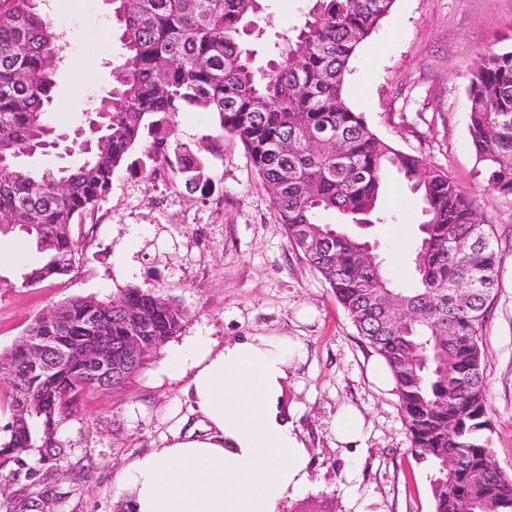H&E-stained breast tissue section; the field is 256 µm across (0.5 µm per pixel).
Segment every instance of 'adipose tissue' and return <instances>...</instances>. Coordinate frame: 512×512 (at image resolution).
<instances>
[{"label":"adipose tissue","mask_w":512,"mask_h":512,"mask_svg":"<svg viewBox=\"0 0 512 512\" xmlns=\"http://www.w3.org/2000/svg\"><path fill=\"white\" fill-rule=\"evenodd\" d=\"M287 351L268 337L224 344L194 336L171 348L165 374L186 380L204 435L172 434L119 476L124 512H279L310 477V456L278 409Z\"/></svg>","instance_id":"1"}]
</instances>
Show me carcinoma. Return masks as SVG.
<instances>
[{
  "label": "carcinoma",
  "instance_id": "carcinoma-1",
  "mask_svg": "<svg viewBox=\"0 0 512 512\" xmlns=\"http://www.w3.org/2000/svg\"><path fill=\"white\" fill-rule=\"evenodd\" d=\"M263 2L139 0L132 8L112 0L123 62L93 108L110 121L92 152L65 165L70 188L61 195L47 171L23 159L52 141L63 36L36 0H0V123L13 129L9 151L22 158L0 167V235L18 229L42 254L22 274V286L71 271L79 247L73 226L105 201L114 174L137 150L131 165L144 176L169 170L190 192L209 197L205 158L172 147L171 136L181 113H212L218 132L205 136L207 151L219 154L229 135L243 144L262 184L280 186L273 213L290 245L387 365L412 447L432 466L434 512H512V475L497 466L490 447L479 344L498 284L493 230L447 174L379 138L344 96L351 57L394 0H307L301 21L278 36L266 66L257 67L251 37L265 20ZM468 92L477 175L491 190L512 194V47L481 54ZM389 170L423 202L409 288L395 287L369 242L345 229L394 220L377 206ZM328 212L340 222H323ZM396 300L414 316L407 326L384 324ZM92 305L105 311L97 325L84 321ZM129 305L149 315L148 348L112 380L116 389L181 330L188 311L177 300L132 286L106 299L71 298L57 304L62 315L55 322L30 330L65 337V348L99 336L117 346L137 332L119 317ZM0 360L15 374L0 393L10 414L0 429V474L16 486L0 512H55L68 496L55 485L65 459L60 427L99 384L87 380L77 357L43 370L14 346ZM37 487L38 501L30 498Z\"/></svg>",
  "mask_w": 512,
  "mask_h": 512
}]
</instances>
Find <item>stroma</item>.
<instances>
[{
	"mask_svg": "<svg viewBox=\"0 0 512 512\" xmlns=\"http://www.w3.org/2000/svg\"><path fill=\"white\" fill-rule=\"evenodd\" d=\"M272 16L253 39L255 65L268 45L298 24L304 0H266ZM63 30L55 122L75 127L112 85L121 62L120 30L107 0H47ZM512 24V0H395L391 12L349 63L345 97L372 130L396 149L423 157L473 197L493 227L500 258L498 288L483 326L481 367L494 458L512 473V194L489 190L477 177L469 134L470 75L484 49L497 46ZM217 127L208 112L181 113L173 143L196 149ZM212 196L189 194L169 175L146 178L119 170L112 193L92 222L76 226L72 271L33 288L17 286L20 268L0 270V352L58 302L100 299L137 286L176 299L189 312L183 328L152 352L118 391L87 392L80 411L61 427L67 458L56 476L65 492L58 512H116L122 468L161 447L173 432L205 434L185 383L168 378L169 346L203 335L223 342L266 336L292 346L281 381L279 412L310 453V481L279 512H434L431 469L411 449L394 382L379 384L382 359L368 345L330 286L288 242L243 145L225 137L208 156ZM395 216L364 234L376 243L388 277L410 278L422 201L396 175L379 202ZM364 420L357 444L340 443L334 421L345 408ZM93 477L72 490L70 470Z\"/></svg>",
	"mask_w": 512,
	"mask_h": 512,
	"instance_id": "35a3bbf8",
	"label": "stroma"
}]
</instances>
